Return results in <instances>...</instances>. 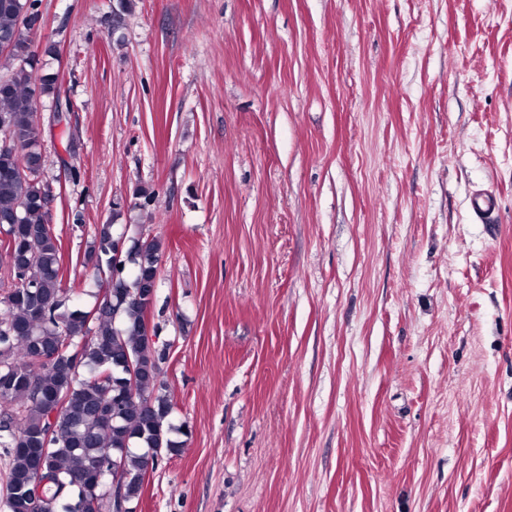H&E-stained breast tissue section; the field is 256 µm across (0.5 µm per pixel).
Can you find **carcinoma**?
Wrapping results in <instances>:
<instances>
[{
    "label": "carcinoma",
    "mask_w": 512,
    "mask_h": 512,
    "mask_svg": "<svg viewBox=\"0 0 512 512\" xmlns=\"http://www.w3.org/2000/svg\"><path fill=\"white\" fill-rule=\"evenodd\" d=\"M40 0H0V46L10 70L0 77V120L19 152L0 151V224L11 239L12 284L0 296V459L6 467L5 512H28L26 499L43 460L42 512H90V482L123 480V498L134 512L143 491L147 454L179 448L166 420L173 405L157 377L162 360L147 334V304L164 243L132 238L115 258L113 225L97 228L89 253L97 257L99 286L112 282L109 301L94 316L63 285L60 242L49 221L35 83L55 90V79L34 76L29 31ZM59 358L49 362L46 353ZM56 413L51 437L48 416Z\"/></svg>",
    "instance_id": "carcinoma-1"
}]
</instances>
